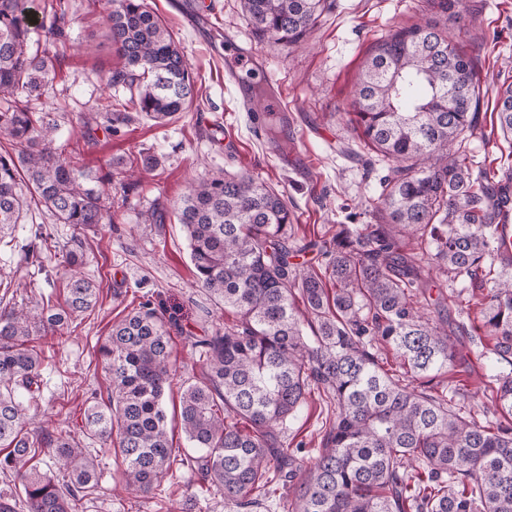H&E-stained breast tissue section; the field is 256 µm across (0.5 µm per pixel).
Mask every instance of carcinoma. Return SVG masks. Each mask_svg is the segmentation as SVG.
Here are the masks:
<instances>
[{
  "instance_id": "carcinoma-1",
  "label": "carcinoma",
  "mask_w": 512,
  "mask_h": 512,
  "mask_svg": "<svg viewBox=\"0 0 512 512\" xmlns=\"http://www.w3.org/2000/svg\"><path fill=\"white\" fill-rule=\"evenodd\" d=\"M31 0H0V245H9L26 203L60 224L119 219L99 185L112 171L84 169L78 154L52 147L57 124L31 110L55 75V57L29 50ZM108 37L118 63L107 85L129 98L105 113L103 131L137 117L158 124L188 111L195 80L180 43L146 0H113ZM455 23L463 0H428ZM254 32L300 44L335 0H240ZM69 6L55 0L40 28L64 35ZM480 80L448 26L425 23L388 31L376 42L353 90L359 138L388 173L379 181L372 224H338L319 248L321 262H294L293 210L279 190L247 175L191 184L177 220L186 233L197 284L237 323L196 340L203 378L185 381L177 420L197 454L178 453L163 398L171 384V319L150 300L112 324L98 353L107 399L91 397L82 433L112 441L126 489L146 496L173 463L221 490L224 504L252 512L279 496L284 512H512V251L499 227L512 215V167L493 179L458 146L477 130ZM497 129L512 138V82L497 88ZM284 117L267 115L269 140ZM25 261L65 252L85 265V241L61 243L39 226ZM469 281L478 324L467 339L493 341L494 419L464 415L441 389L457 359L462 322L443 312L441 285ZM332 287H327V284ZM14 280L0 275V466L16 474L20 499L0 496V512H78L99 485L97 456L71 433L29 436V406L40 396V340L79 326L99 295L94 280L68 276L53 311L3 303ZM305 303H293L294 290ZM310 334H305L304 329ZM389 346L403 368L385 369ZM331 411L322 448L305 464L302 449L279 434L311 389ZM47 459L40 458V455ZM46 469H41L40 465ZM57 467V477L47 469Z\"/></svg>"
}]
</instances>
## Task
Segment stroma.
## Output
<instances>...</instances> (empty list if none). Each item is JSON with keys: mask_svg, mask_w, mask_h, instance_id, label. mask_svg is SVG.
Returning a JSON list of instances; mask_svg holds the SVG:
<instances>
[{"mask_svg": "<svg viewBox=\"0 0 512 512\" xmlns=\"http://www.w3.org/2000/svg\"><path fill=\"white\" fill-rule=\"evenodd\" d=\"M148 3L180 43L196 78L200 105L199 110L162 124L139 118L113 135L97 130L85 138L82 115L127 97L104 80L117 57L96 0H70L68 39L48 45L42 32L31 35V49L45 48L57 56L56 77L35 107L56 121L54 145L59 151L79 148L84 165L95 172L142 153L157 155L161 164L139 167L140 186L130 196H123L119 183L106 185V194L126 199L122 220L80 233L92 246L84 270L100 285L99 301L79 328L64 333L52 358L46 359L41 397L29 428L38 432L60 426L80 436L86 398L107 395L98 342L115 320L148 299L177 321L170 330L176 374L164 402L173 445L183 449L186 438L172 419L180 386L204 371L191 343L232 325L236 316L198 286L182 226L170 218L162 224L145 223V213L156 207L175 210L189 184L199 178L247 174L287 196L296 218L297 245L330 239L337 225L349 218L357 224L371 223L376 188L387 167L378 161L356 162L339 151L340 143L357 138L348 116L354 85L377 38L392 28L434 20L435 15L426 0H336L335 9L323 17L306 44L291 49L257 36L238 0ZM467 3L476 24L463 19L451 31L473 58L485 96L479 128L465 150L476 167L493 172L499 169L501 156L512 153L511 143L491 133L496 91L512 78V0ZM188 10L193 11L194 22L186 21ZM259 78L268 82L280 111L297 129L288 141L287 155H280L265 137L242 99L249 82ZM39 225L62 242L75 232L72 225L56 223L46 210L28 211L13 244L0 249V273L21 280L18 295L24 300L34 302L43 295L59 300L66 284L64 257L56 256L44 272L24 260ZM495 371L489 354L467 343L444 377L446 384L461 391L457 404L476 420L484 418L483 387ZM325 416L318 394L310 393L281 433L284 447L300 444L307 455H314ZM94 453L102 476L79 512H231L222 492L200 483L187 469L165 478L156 494L129 496L121 489L122 473L112 450L98 442Z\"/></svg>", "mask_w": 512, "mask_h": 512, "instance_id": "obj_1", "label": "stroma"}]
</instances>
